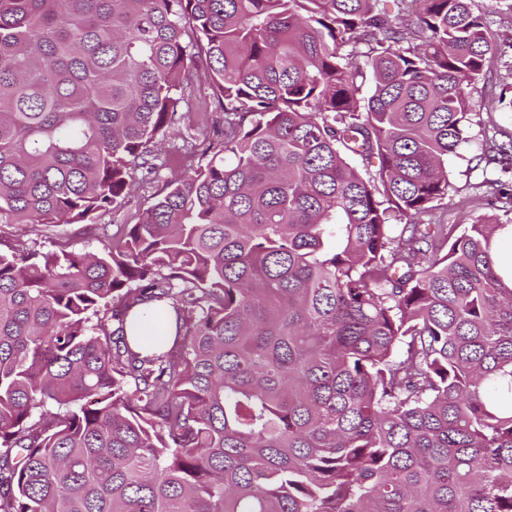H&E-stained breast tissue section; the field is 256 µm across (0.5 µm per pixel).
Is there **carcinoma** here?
<instances>
[{
    "mask_svg": "<svg viewBox=\"0 0 512 512\" xmlns=\"http://www.w3.org/2000/svg\"><path fill=\"white\" fill-rule=\"evenodd\" d=\"M386 2L0 0V512H512L503 225L433 220L491 37ZM171 132L212 154L163 178ZM478 161L512 210V144ZM144 186L100 253L3 237ZM205 68V58L196 57L189 73L185 76V84L188 86L187 92L195 106L191 116L194 121L199 120L197 112H210L213 108L211 88L203 79ZM175 318L172 312H169V318L162 325L148 323L141 317V313L136 311L127 323L126 333L132 344L147 349L139 336H163L164 340L173 339L175 336Z\"/></svg>",
    "mask_w": 512,
    "mask_h": 512,
    "instance_id": "obj_1",
    "label": "carcinoma"
}]
</instances>
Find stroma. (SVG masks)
Segmentation results:
<instances>
[{
  "instance_id": "35a3bbf8",
  "label": "stroma",
  "mask_w": 512,
  "mask_h": 512,
  "mask_svg": "<svg viewBox=\"0 0 512 512\" xmlns=\"http://www.w3.org/2000/svg\"><path fill=\"white\" fill-rule=\"evenodd\" d=\"M490 29L493 50L483 78L470 88L471 141L448 159L450 187L447 197L437 203L436 215L444 223L467 226L486 214L476 185L481 180L476 156L487 138L499 142L512 140V110L499 105L500 97H512V0H474ZM151 188H144L120 213L100 214L95 225H60L57 227L13 224L8 228L11 241L29 248L47 251L59 243L69 250L85 253L101 250L104 240L99 230L103 224H133L151 205Z\"/></svg>"
}]
</instances>
